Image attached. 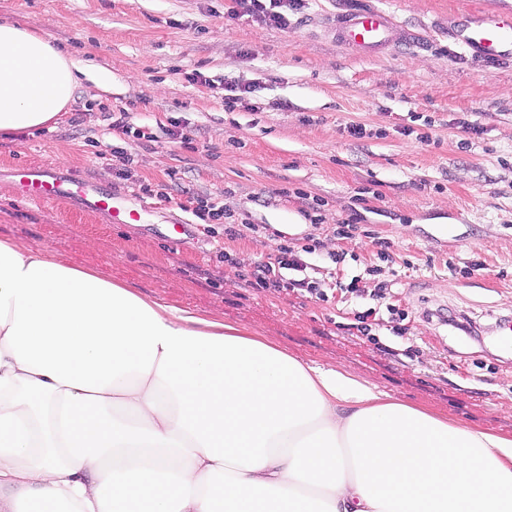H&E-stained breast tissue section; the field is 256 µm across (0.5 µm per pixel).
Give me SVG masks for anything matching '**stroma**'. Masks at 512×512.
<instances>
[{
	"label": "stroma",
	"instance_id": "1",
	"mask_svg": "<svg viewBox=\"0 0 512 512\" xmlns=\"http://www.w3.org/2000/svg\"><path fill=\"white\" fill-rule=\"evenodd\" d=\"M369 2L420 33L422 45L351 55L319 23L328 0L289 13L284 30L225 20L231 0H0V21L48 33L84 69L45 128L0 133V240H39L143 297L303 362L342 366L391 401L512 439V345L501 343L512 324V63L485 66L448 36L456 13L482 14L497 0ZM197 70L209 84L191 82ZM228 81L247 89L229 110ZM121 107L155 140L112 131L105 115ZM466 120L482 135L463 128ZM175 123L195 132L193 148L166 136ZM351 123L368 138L347 137ZM116 147L131 166L113 157ZM21 162L77 169L140 219L111 224L75 202L26 201L11 173ZM199 195L231 213L243 236L227 239L223 225L197 219ZM354 210L372 238L391 244L394 262L377 258L372 238L335 240L334 225ZM178 223L187 233L170 241ZM251 224L268 225L269 235L248 232ZM310 237L320 243L312 260L328 301L246 286L276 243ZM329 241L347 254L334 278ZM475 257L485 270L461 276ZM339 279L357 280L360 296L337 289ZM382 285L408 314V338L371 306ZM366 309L373 343L353 327ZM447 316L471 320L473 334L444 324Z\"/></svg>",
	"mask_w": 512,
	"mask_h": 512
}]
</instances>
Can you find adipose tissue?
Returning a JSON list of instances; mask_svg holds the SVG:
<instances>
[{"label":"adipose tissue","instance_id":"ef3b65f1","mask_svg":"<svg viewBox=\"0 0 512 512\" xmlns=\"http://www.w3.org/2000/svg\"><path fill=\"white\" fill-rule=\"evenodd\" d=\"M79 67L0 22V132ZM0 241V512H512V440Z\"/></svg>","mask_w":512,"mask_h":512}]
</instances>
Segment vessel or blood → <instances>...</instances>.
<instances>
[{"mask_svg": "<svg viewBox=\"0 0 512 512\" xmlns=\"http://www.w3.org/2000/svg\"><path fill=\"white\" fill-rule=\"evenodd\" d=\"M336 43L360 57L380 56L395 48L416 43L412 31L403 29L388 10L335 0L324 20ZM449 36L471 57L486 63L512 62V10L500 8L481 16L463 11ZM20 196L37 203L80 201L87 214L107 216L113 224H131L137 210L120 204L110 190L96 187L76 173L58 176L46 167L18 163L12 168Z\"/></svg>", "mask_w": 512, "mask_h": 512, "instance_id": "1", "label": "vessel or blood"}]
</instances>
